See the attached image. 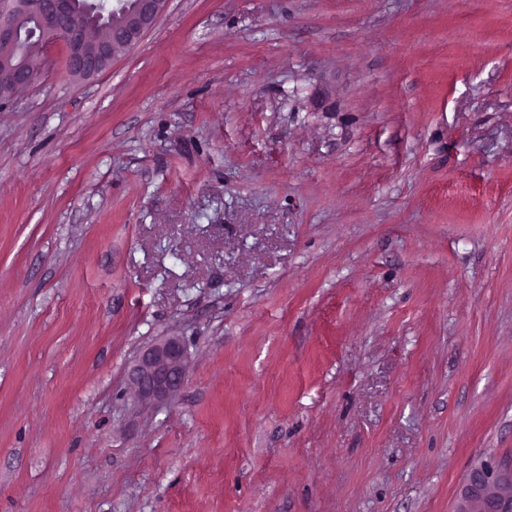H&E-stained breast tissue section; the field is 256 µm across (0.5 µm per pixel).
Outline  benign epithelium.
I'll use <instances>...</instances> for the list:
<instances>
[{"label":"benign epithelium","instance_id":"obj_1","mask_svg":"<svg viewBox=\"0 0 512 512\" xmlns=\"http://www.w3.org/2000/svg\"><path fill=\"white\" fill-rule=\"evenodd\" d=\"M167 4L168 0H134L131 8H121L119 21L105 22L93 5L82 9L76 0H12L0 12V70L6 74L0 82V102L38 81L49 64L48 49L58 44L64 46L63 65L69 76L81 81L97 77L112 63L115 49L129 50L142 40ZM26 20L38 23L37 69L18 56ZM101 22L106 34L92 37L93 26ZM189 366L183 337L163 336L140 351L129 370V385L141 403L162 404L183 387ZM456 512H512V469L500 472L490 462L472 468L459 491Z\"/></svg>","mask_w":512,"mask_h":512}]
</instances>
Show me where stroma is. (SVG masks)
<instances>
[{"label":"stroma","mask_w":512,"mask_h":512,"mask_svg":"<svg viewBox=\"0 0 512 512\" xmlns=\"http://www.w3.org/2000/svg\"><path fill=\"white\" fill-rule=\"evenodd\" d=\"M50 56L0 103V512H455L512 468V0H170L93 79ZM189 366L183 337L163 336L140 351L129 370V385L141 403L162 404L183 387Z\"/></svg>","instance_id":"1"}]
</instances>
